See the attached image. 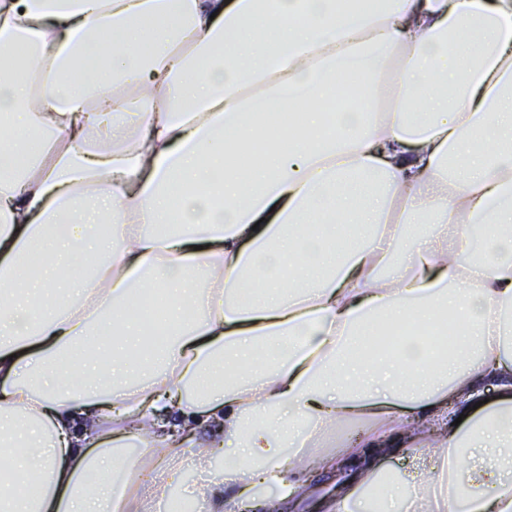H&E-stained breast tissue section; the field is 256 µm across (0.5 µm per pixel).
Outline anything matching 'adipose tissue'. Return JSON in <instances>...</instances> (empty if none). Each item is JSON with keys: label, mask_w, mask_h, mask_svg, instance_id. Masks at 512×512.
Segmentation results:
<instances>
[{"label": "adipose tissue", "mask_w": 512, "mask_h": 512, "mask_svg": "<svg viewBox=\"0 0 512 512\" xmlns=\"http://www.w3.org/2000/svg\"><path fill=\"white\" fill-rule=\"evenodd\" d=\"M0 129V512H154L188 447L207 512H370L399 448L380 512H512V0H0ZM363 79L364 77L361 75L352 76L338 85L335 93L322 103L326 128L331 127V119L336 112H341L350 106H357L364 110L376 108L374 101H368L359 94V87ZM159 294L145 296L131 307L132 314L152 331L151 341L156 348L163 345L165 341L166 328L164 325V302L160 294L163 289H157ZM423 336H426L427 343L437 353L447 355L452 352L457 344V337L448 332V320H438L433 324H428L422 329ZM418 326L412 323L400 325L393 329L388 335L379 336L373 340L376 351L380 354H394L400 349L405 336L418 330ZM380 465L385 472H390L392 476L401 478L404 473L412 467L416 466L419 469H430L435 465V462L428 458L414 460L411 455H406L398 451L393 455L384 457Z\"/></svg>", "instance_id": "1"}]
</instances>
